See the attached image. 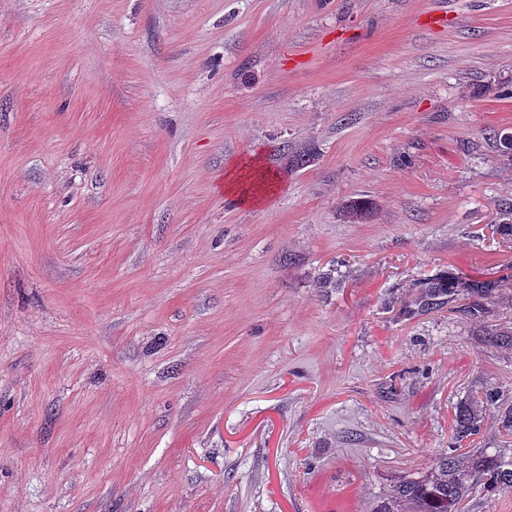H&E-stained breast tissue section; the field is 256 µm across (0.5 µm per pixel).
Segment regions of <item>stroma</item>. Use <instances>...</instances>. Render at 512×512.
I'll return each mask as SVG.
<instances>
[{
    "label": "stroma",
    "instance_id": "stroma-1",
    "mask_svg": "<svg viewBox=\"0 0 512 512\" xmlns=\"http://www.w3.org/2000/svg\"><path fill=\"white\" fill-rule=\"evenodd\" d=\"M504 133L512 0H0V512H368L427 470L512 395L479 323L401 313L454 269L512 322Z\"/></svg>",
    "mask_w": 512,
    "mask_h": 512
}]
</instances>
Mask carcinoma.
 I'll return each mask as SVG.
<instances>
[{
  "label": "carcinoma",
  "mask_w": 512,
  "mask_h": 512,
  "mask_svg": "<svg viewBox=\"0 0 512 512\" xmlns=\"http://www.w3.org/2000/svg\"><path fill=\"white\" fill-rule=\"evenodd\" d=\"M500 281L462 272H441L416 284L414 300L405 307L409 317L424 315L464 300L462 312L484 323L485 341L512 351V326L495 322ZM493 413L504 443L512 439V403L494 389L471 391L455 407L452 448L439 453L421 475L395 481L371 507V512H463L465 502L478 492H512V453L497 448H462L460 444L481 432L484 416Z\"/></svg>",
  "instance_id": "1"
}]
</instances>
